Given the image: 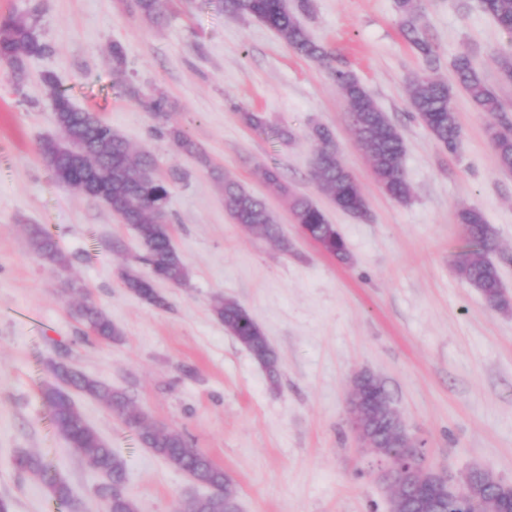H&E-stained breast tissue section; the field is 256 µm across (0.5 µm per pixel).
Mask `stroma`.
<instances>
[{
  "label": "stroma",
  "mask_w": 512,
  "mask_h": 512,
  "mask_svg": "<svg viewBox=\"0 0 512 512\" xmlns=\"http://www.w3.org/2000/svg\"><path fill=\"white\" fill-rule=\"evenodd\" d=\"M128 3L0 0V15L26 18L51 47L29 59L22 89L0 65V498L12 512H63L13 467L26 450L65 474L82 512H104L97 474L57 432L41 396L46 365L60 357L182 431L232 478L240 512H390L379 478L385 464L359 449L348 421L360 372L383 382L434 465L460 477L482 466L512 485V310L491 309L451 265L463 244L456 212L478 208L511 257L499 268L512 291V173L501 171L487 138L492 115L456 91L462 146L449 154L409 109L408 78L423 61L401 32L396 0H313L304 19L310 34L405 140L412 198L401 204L377 184L324 66L262 23L226 17L218 0H167L161 26ZM423 26L437 51L436 77L454 82L451 61L469 51L512 109V83L501 81L496 64L512 51V32L477 0H425ZM116 43L127 59L121 81L112 73ZM46 76L152 152L168 179L172 242L190 270L185 286L158 283L168 309L123 286L121 271L141 250L135 230L102 202L55 185L40 162V142L58 133ZM127 82L165 92L173 123L205 150L210 168L278 215L288 249L231 221L222 183L155 133L150 114L126 96ZM242 109L292 130L294 141L244 126ZM317 124L334 132L367 198V218L318 191L308 138ZM259 166L278 168L292 190L318 203L344 235L349 263L301 234L286 201L256 179ZM33 224L55 237L67 270L30 250ZM76 285L105 308L120 341L98 340L75 318ZM219 296L240 302L262 327L279 358L277 381L225 331L212 310ZM74 400L126 459V490L141 512H187L204 494L101 402Z\"/></svg>",
  "instance_id": "stroma-1"
}]
</instances>
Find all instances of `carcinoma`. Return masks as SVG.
Wrapping results in <instances>:
<instances>
[{"instance_id": "cac0c4a2", "label": "carcinoma", "mask_w": 512, "mask_h": 512, "mask_svg": "<svg viewBox=\"0 0 512 512\" xmlns=\"http://www.w3.org/2000/svg\"><path fill=\"white\" fill-rule=\"evenodd\" d=\"M221 7L229 17L262 22L307 59L321 63L329 60L330 54L312 38L302 22V17L312 11V0H221ZM483 7L501 27L512 31V0H485ZM134 8L156 25L166 20L164 0H134ZM397 8L405 38L423 59V66L409 80L411 112L439 145L448 153L457 154L461 149L462 130L452 107L453 88L432 74L437 54L421 24L422 0H397ZM50 51L51 47L35 36L28 21L12 14L0 16V62L8 67L16 84L23 82L29 57ZM126 64L122 46L112 45L116 77L125 76ZM452 65L458 87L477 111L496 117L488 125L487 135L499 167L512 172V119L507 117L502 100L476 69L468 53L455 55ZM329 76L346 100L350 126L380 188L395 201L408 202L411 188L404 169L406 146L399 129L352 72L331 67ZM45 84L60 135L40 143L38 153L43 164L57 185L103 201L123 223L134 227L144 246V252L135 257V262L147 266L150 275L145 276L130 266L122 273L124 287L149 306L168 308L167 299L156 284L183 286L189 280V269L171 241L170 188L156 174L154 155L136 149L95 113L76 107L53 78H46ZM126 93L157 122L155 132L159 136L172 140L185 153L207 163L203 149L185 130L171 123L172 105L164 92L155 89L144 93L129 83ZM311 138L314 141L311 173L319 191L337 208L354 216H366V197L340 158L331 130L316 125ZM255 175L269 189L288 198L294 221L307 238L339 261L350 260L345 238L312 198L292 192L275 168L259 166ZM224 209L234 223L266 239L278 240L283 248H288L277 217L265 200L228 177L224 178ZM456 220L464 238V246L452 259L457 276L476 288L491 308L508 309L512 297L504 292L499 267L489 258L497 244L484 214L476 208L462 207L456 213ZM28 240L32 251L49 265L60 270L69 266V257L45 229L30 226ZM213 311L224 323V330L251 353L270 378H275L279 371L278 356L249 311L238 301L224 298L215 300ZM76 315L102 341L114 342L122 336L108 312L85 295ZM48 372L51 380L43 385L42 398L51 409L59 433L103 479L99 493L105 512H139V508L125 491L126 460L84 418L73 399L75 393L104 403L137 430L144 447L209 489L208 494L193 500L189 512H239L231 478L205 453L192 447L179 430L152 420L146 412L131 405L125 392L74 369L63 360L50 361ZM362 393L364 406L358 412L359 422L374 446L380 449V457L388 466L395 467L409 432L400 415L387 408L390 397L381 381L368 376ZM13 465L43 484L60 506L72 507V490L67 478L43 457L21 450L14 457ZM469 483L480 491L479 497L470 503L471 512H494L506 486H495L479 472L471 474ZM448 509L446 499L433 490L424 492V486L415 479L402 480L398 494L391 500V512H448Z\"/></svg>"}]
</instances>
